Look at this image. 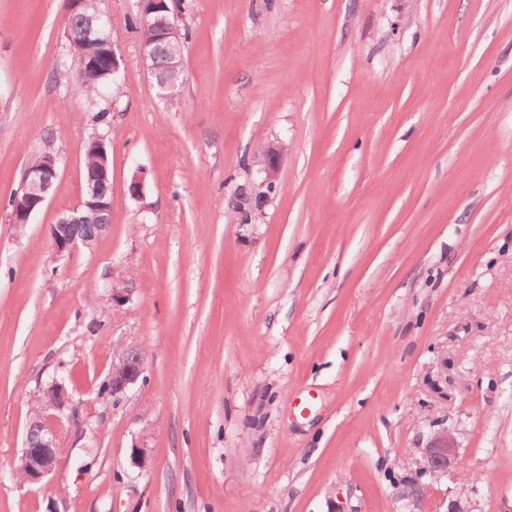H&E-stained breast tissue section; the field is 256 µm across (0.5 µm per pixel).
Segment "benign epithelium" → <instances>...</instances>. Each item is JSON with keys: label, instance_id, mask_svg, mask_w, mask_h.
Here are the masks:
<instances>
[{"label": "benign epithelium", "instance_id": "1", "mask_svg": "<svg viewBox=\"0 0 512 512\" xmlns=\"http://www.w3.org/2000/svg\"><path fill=\"white\" fill-rule=\"evenodd\" d=\"M147 0H140L142 20L147 25L157 29V37L151 43L141 45L142 60L147 73L160 85L177 86V79L182 75L176 71L173 76L167 77L157 73L150 63L156 55L167 53L172 48V42L181 39L178 20L165 18L158 20L150 17L146 11ZM88 33L90 41L104 44L112 54V75L120 76V61L116 53V41L112 39V29L105 13H100L89 22ZM58 177V168L55 155H50L43 161V165L25 170L21 185L15 194L16 209L10 215V222L16 225L29 223L34 210L46 203ZM84 217L61 219L50 228L51 242L54 250L59 253H70L76 250L82 240L79 230L84 226ZM145 372V363L142 356L134 358L128 356L122 368L112 369V389L115 397H120L129 388L136 385ZM48 394L51 395L49 405L45 407L39 421L29 429L26 437V448L23 449L16 469L25 482L38 484L48 476L60 454L59 439L53 428L55 415L51 411H62L68 407L71 397L64 385L54 383L50 386ZM456 446L452 436L442 433L435 436L425 450V465L436 472L448 473L454 466Z\"/></svg>", "mask_w": 512, "mask_h": 512}]
</instances>
